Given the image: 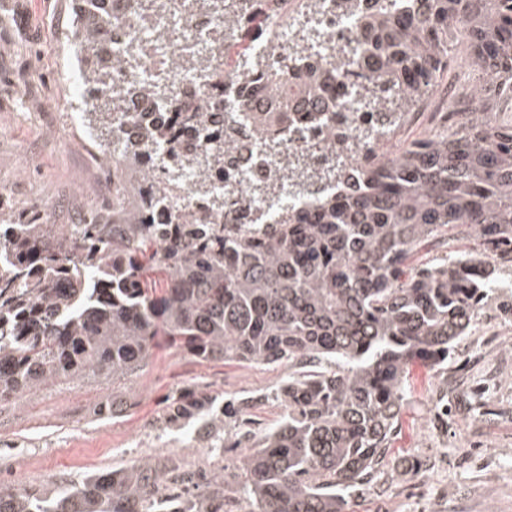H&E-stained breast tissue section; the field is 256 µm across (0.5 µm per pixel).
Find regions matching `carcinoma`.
Returning a JSON list of instances; mask_svg holds the SVG:
<instances>
[{"instance_id": "carcinoma-1", "label": "carcinoma", "mask_w": 512, "mask_h": 512, "mask_svg": "<svg viewBox=\"0 0 512 512\" xmlns=\"http://www.w3.org/2000/svg\"><path fill=\"white\" fill-rule=\"evenodd\" d=\"M362 19L366 39L355 75L420 106L459 75L448 54L460 50L468 94L448 102L454 124L410 134L413 112H387L383 144L364 146L358 183L337 180L309 216L282 211L274 224L255 218L229 230L190 214L181 224L145 223L168 206L186 166L224 163V138L208 135L204 113L188 104L169 140L171 174L112 223L40 224L33 212L0 224V402L74 380L112 381L100 413L129 408L126 380L145 364L155 336L199 362L238 361L288 377L269 393L226 399L190 386L165 398L156 420L164 434L189 428L214 448H255L242 472L191 471L171 454L86 475L47 494L0 481V512H344L346 492L384 459L398 424L403 373L417 357L440 368L492 303L512 316V0H408L393 16L380 2ZM86 84L112 65L98 41L79 49ZM271 84L289 73L318 99L321 80L304 56L288 71L255 65ZM123 94L86 112L91 135L112 142ZM304 101L274 100L256 113L263 132L285 133ZM188 137L206 139L199 157ZM473 240L468 250L456 249ZM448 257L412 263L422 248ZM168 272L143 285L142 258ZM273 400L280 423L244 430L250 410Z\"/></svg>"}]
</instances>
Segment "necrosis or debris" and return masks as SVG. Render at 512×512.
I'll return each instance as SVG.
<instances>
[{"label": "necrosis or debris", "mask_w": 512, "mask_h": 512, "mask_svg": "<svg viewBox=\"0 0 512 512\" xmlns=\"http://www.w3.org/2000/svg\"><path fill=\"white\" fill-rule=\"evenodd\" d=\"M108 4L112 24L95 33L104 40L112 67L90 92L79 69L61 68L59 79L70 90L67 112L91 110L110 86L121 85L128 91L126 111L146 112L174 127L181 122L176 102H189L204 112L209 126L234 137L223 167L206 176L211 194L223 198V209H212L195 197L199 176L186 168L164 222L178 223L192 210L216 224H246L258 215L273 224L283 208L314 209L318 199L336 191L334 183L319 180V172L353 167L360 145L371 139L383 121L381 111L359 104L357 85L341 69L334 71L326 99L312 102L277 151L268 150L264 137L245 118L265 102L252 84V62L287 64L303 29L320 33L308 46L314 61L335 62L341 50L357 58L364 0H351L347 6L342 0H276L259 12L252 0H236L232 11L223 16L188 9L185 0H157L151 8L146 0H108ZM246 22L253 33L242 51L225 38L224 28ZM200 52L217 75V83H200L190 68V59ZM112 142L132 144L144 173L166 175V150L156 135L138 123L121 122Z\"/></svg>", "instance_id": "4bbe7bcc"}]
</instances>
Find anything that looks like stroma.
Listing matches in <instances>:
<instances>
[{
    "instance_id": "obj_1",
    "label": "stroma",
    "mask_w": 512,
    "mask_h": 512,
    "mask_svg": "<svg viewBox=\"0 0 512 512\" xmlns=\"http://www.w3.org/2000/svg\"><path fill=\"white\" fill-rule=\"evenodd\" d=\"M74 0H0V223L49 211L54 224H78L104 160L75 140L61 110L60 66ZM287 366L200 363L156 337L145 365L127 383L131 408L111 421L98 406L111 383L61 384L0 403V478L18 488L68 486L87 474L127 467L159 453L187 466L239 470L246 448L208 456L180 431L158 435L166 396L190 385L227 396L273 388ZM406 398L391 446L346 512H512V317L485 311L458 343L447 369L424 360L405 370ZM448 405L447 418L436 408Z\"/></svg>"
}]
</instances>
